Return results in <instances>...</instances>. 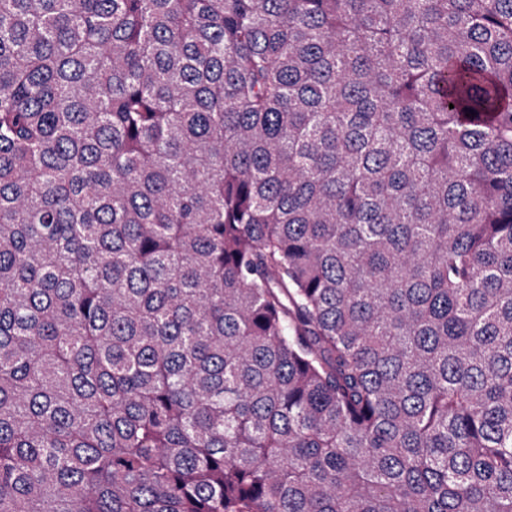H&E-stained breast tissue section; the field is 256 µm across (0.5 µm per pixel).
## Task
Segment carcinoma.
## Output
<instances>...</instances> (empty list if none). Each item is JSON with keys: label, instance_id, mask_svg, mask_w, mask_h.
Here are the masks:
<instances>
[{"label": "carcinoma", "instance_id": "carcinoma-1", "mask_svg": "<svg viewBox=\"0 0 512 512\" xmlns=\"http://www.w3.org/2000/svg\"><path fill=\"white\" fill-rule=\"evenodd\" d=\"M0 512H512V0H0Z\"/></svg>", "mask_w": 512, "mask_h": 512}]
</instances>
